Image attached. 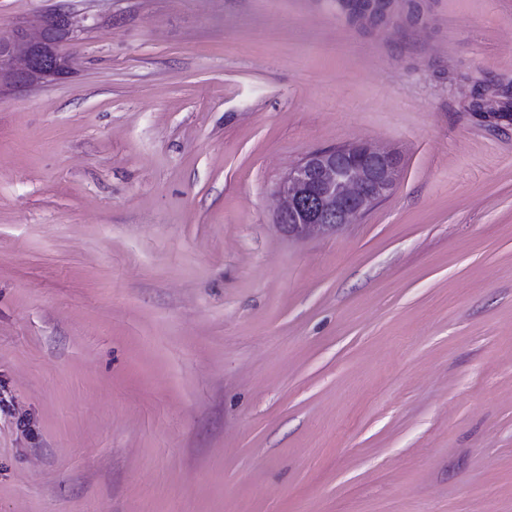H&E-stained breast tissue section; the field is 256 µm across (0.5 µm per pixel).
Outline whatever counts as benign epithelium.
Listing matches in <instances>:
<instances>
[{
  "mask_svg": "<svg viewBox=\"0 0 512 512\" xmlns=\"http://www.w3.org/2000/svg\"><path fill=\"white\" fill-rule=\"evenodd\" d=\"M347 2L358 16L380 17L393 0ZM75 37L64 12L41 21L36 37L22 29L1 36L0 80L26 84L66 74L70 62L58 56L54 46ZM399 171L393 152L369 144L315 151L291 168L277 187L278 226L293 239L334 233L386 197Z\"/></svg>",
  "mask_w": 512,
  "mask_h": 512,
  "instance_id": "obj_1",
  "label": "benign epithelium"
}]
</instances>
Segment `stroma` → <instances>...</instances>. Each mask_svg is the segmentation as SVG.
Returning <instances> with one entry per match:
<instances>
[{
    "mask_svg": "<svg viewBox=\"0 0 512 512\" xmlns=\"http://www.w3.org/2000/svg\"><path fill=\"white\" fill-rule=\"evenodd\" d=\"M0 512H512V0H0ZM395 152L335 234L308 153ZM76 31L65 12L41 21L37 37L23 29L0 37V80L26 84L44 77H59L69 70L68 59L61 58L54 46L62 41H74ZM399 171L392 151L369 144L312 152L277 187L278 226L293 239L335 233L386 197Z\"/></svg>",
    "mask_w": 512,
    "mask_h": 512,
    "instance_id": "stroma-1",
    "label": "stroma"
}]
</instances>
